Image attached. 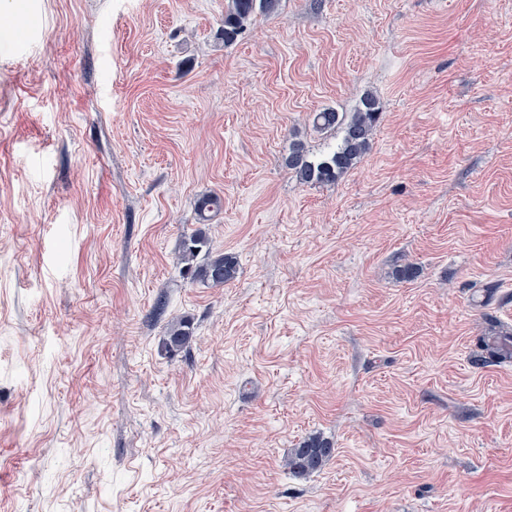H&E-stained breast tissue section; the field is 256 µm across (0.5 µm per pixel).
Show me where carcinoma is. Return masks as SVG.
I'll list each match as a JSON object with an SVG mask.
<instances>
[{"label":"carcinoma","mask_w":512,"mask_h":512,"mask_svg":"<svg viewBox=\"0 0 512 512\" xmlns=\"http://www.w3.org/2000/svg\"><path fill=\"white\" fill-rule=\"evenodd\" d=\"M278 6L279 0H232L231 7L224 14V43L234 42L255 14L269 16L277 11ZM378 115L377 102L370 95L365 96L361 106L348 115L332 110L316 113L313 117L315 128L320 131L337 127L342 129V142L334 151L318 160L309 159L304 147L298 144L288 155V169L303 183L336 181L351 170L368 149ZM222 208L223 199L217 194L206 195L197 202V211L204 221L218 214ZM202 252L206 254L205 261L199 265L193 264ZM183 259L189 265L193 280L212 288L224 286L237 274L236 257L224 252L212 254L208 237L201 229L185 237ZM194 337L193 322L187 317H181L170 324L162 346L169 353L177 352L186 348ZM478 347L480 353L474 358L478 366L505 358L512 359V327L498 322L491 324L488 334L478 338ZM333 451L331 443L318 437L310 438L299 447L291 449L287 460L288 470L294 474L313 472L332 457Z\"/></svg>","instance_id":"cac0c4a2"}]
</instances>
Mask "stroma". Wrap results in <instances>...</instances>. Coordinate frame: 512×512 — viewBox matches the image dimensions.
<instances>
[{"label":"stroma","mask_w":512,"mask_h":512,"mask_svg":"<svg viewBox=\"0 0 512 512\" xmlns=\"http://www.w3.org/2000/svg\"><path fill=\"white\" fill-rule=\"evenodd\" d=\"M230 3L0 0V512H512V0ZM280 0H232L231 7L224 14V43L234 42L245 24L256 13L269 16L278 9ZM378 115L377 102L370 95L365 96L361 106L349 115L345 113L340 116L332 110L316 113L313 117L315 128L320 131L341 128L342 142L334 151L318 160H309L304 147L298 144L288 155V169L303 183L335 182L351 170L368 149ZM205 248L207 255L205 261L193 265V261ZM183 259L189 265L193 280L212 288L224 287V283L233 280L237 274L238 262L235 256L229 253L212 255L208 237L202 229L195 230L185 237L183 241ZM194 337L193 322L187 317H181L170 324L162 346L169 353L177 352L186 348ZM491 322L493 324H490L488 334L478 338L477 344L481 353L474 358V363L478 366L500 362L505 358L512 359V327ZM334 448L331 443L313 437L297 448H291L288 455V470L294 474L313 472L323 466L332 457Z\"/></svg>","instance_id":"stroma-1"}]
</instances>
